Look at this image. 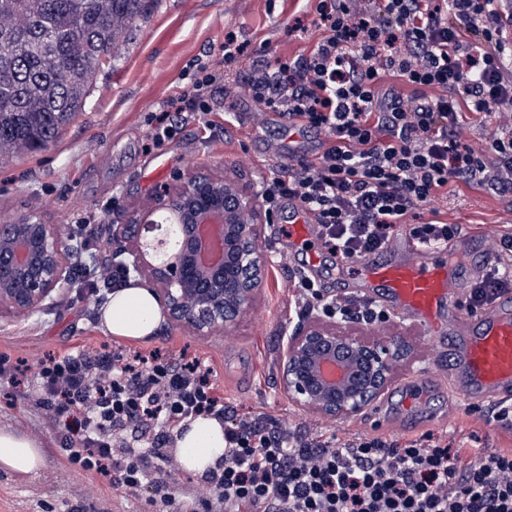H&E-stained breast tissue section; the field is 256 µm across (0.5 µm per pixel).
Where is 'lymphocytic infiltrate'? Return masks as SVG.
<instances>
[{
  "instance_id": "lymphocytic-infiltrate-1",
  "label": "lymphocytic infiltrate",
  "mask_w": 512,
  "mask_h": 512,
  "mask_svg": "<svg viewBox=\"0 0 512 512\" xmlns=\"http://www.w3.org/2000/svg\"><path fill=\"white\" fill-rule=\"evenodd\" d=\"M317 38L247 80L252 98L297 130L324 139L315 158L280 164L259 185L266 210L306 205L318 235L342 257L372 254L397 227L421 245L452 240L438 217L456 181L512 192V0H305ZM224 35L221 61L185 72L189 90L155 114L153 145L171 138V111L209 114L224 75L249 53ZM494 118L489 148L467 140L465 116ZM429 220H422V211ZM498 257L471 285L469 309L512 289V228L490 241ZM295 303L330 319L386 321L372 302L324 296L295 277ZM39 404L64 431L69 465L138 496L148 478L128 433L160 428V467L177 460L168 432L198 415L224 420V468L190 499L165 493L152 512H512V448L456 445L431 433L326 440L263 416L227 418L218 371L193 356L171 365L156 352L74 348L38 363Z\"/></svg>"
}]
</instances>
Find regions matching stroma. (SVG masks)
Listing matches in <instances>:
<instances>
[{
	"instance_id": "stroma-1",
	"label": "stroma",
	"mask_w": 512,
	"mask_h": 512,
	"mask_svg": "<svg viewBox=\"0 0 512 512\" xmlns=\"http://www.w3.org/2000/svg\"><path fill=\"white\" fill-rule=\"evenodd\" d=\"M310 22L299 0H159L128 31L110 63L97 70L84 105L57 141L37 153L0 161V224L35 216L56 225L73 248V264L95 269L107 264L118 247L113 225L131 223L136 211L177 175H231L243 184H258L277 162L286 122L268 115L255 119L260 106L247 90V78L256 66L309 52L313 38L298 26ZM230 31L249 42L250 54L235 68L225 92L216 94L212 127L180 119L171 139L150 146L151 116L186 89L183 68L193 61H219ZM158 154L165 168L152 179L148 163ZM439 209L442 220L489 239L512 224V193L456 183ZM293 277L292 268L269 264L251 309L230 333L202 337L168 321L142 348L175 361L184 353L209 359L234 416L260 413L283 427L324 435L395 436L404 426L415 438L433 431L451 438L472 434L484 446L497 443L496 426L487 420L492 404L473 408L448 390L439 380L435 344L421 327L395 317L374 324L340 321L336 327L384 341L395 335L403 339L408 350L394 362L392 378L422 374L435 393L427 417L415 419L396 410L388 426L357 416L328 420L295 405L279 373L284 334L302 315L290 300ZM108 293L102 280H73L56 293L47 311L0 319V353L32 364L79 345L123 346V339L107 337L98 324V308ZM37 394L29 374L20 388L0 387V425L19 428L47 447L38 478L0 473V512H146L148 500L159 491L186 497L198 487V479L180 469L155 471L134 498L71 468L63 452L64 434L37 405Z\"/></svg>"
}]
</instances>
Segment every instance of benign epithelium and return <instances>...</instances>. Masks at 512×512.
<instances>
[{
  "label": "benign epithelium",
  "mask_w": 512,
  "mask_h": 512,
  "mask_svg": "<svg viewBox=\"0 0 512 512\" xmlns=\"http://www.w3.org/2000/svg\"><path fill=\"white\" fill-rule=\"evenodd\" d=\"M273 221L259 192L230 177H191L163 200L112 225L124 242L112 259L148 282L169 319L198 336L233 331L254 303L268 260L258 225ZM175 234L142 242L140 228ZM73 253L52 224L36 217L0 225V316L32 315L65 284ZM400 338L380 342L336 331L313 315L284 339L281 381L300 407L326 419L354 417L388 387Z\"/></svg>",
  "instance_id": "7a95c632"
}]
</instances>
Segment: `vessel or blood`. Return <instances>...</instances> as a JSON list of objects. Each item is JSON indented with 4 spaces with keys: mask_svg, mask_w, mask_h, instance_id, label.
<instances>
[{
    "mask_svg": "<svg viewBox=\"0 0 512 512\" xmlns=\"http://www.w3.org/2000/svg\"><path fill=\"white\" fill-rule=\"evenodd\" d=\"M280 235L289 242L312 243L316 218L294 202ZM462 251L478 250L474 266L442 263L446 247L421 246L414 241H390L385 259L368 255L351 260L355 296L367 299L392 316L425 329L436 347L447 350L452 368L445 371L449 386L470 404L512 399V294L498 295L486 308L471 312L465 288L494 260L487 245L471 237L457 241ZM428 394L418 376L403 378L374 404V412L396 406H426Z\"/></svg>",
    "mask_w": 512,
    "mask_h": 512,
    "instance_id": "obj_1",
    "label": "vessel or blood"
}]
</instances>
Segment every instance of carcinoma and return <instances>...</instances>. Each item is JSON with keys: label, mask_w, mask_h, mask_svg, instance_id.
I'll return each mask as SVG.
<instances>
[{"label": "carcinoma", "mask_w": 512, "mask_h": 512, "mask_svg": "<svg viewBox=\"0 0 512 512\" xmlns=\"http://www.w3.org/2000/svg\"><path fill=\"white\" fill-rule=\"evenodd\" d=\"M158 0H0V159L56 141L101 56Z\"/></svg>", "instance_id": "obj_1"}]
</instances>
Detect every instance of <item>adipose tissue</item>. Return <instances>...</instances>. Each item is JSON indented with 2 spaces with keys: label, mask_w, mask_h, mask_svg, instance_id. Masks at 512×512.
<instances>
[{
  "label": "adipose tissue",
  "mask_w": 512,
  "mask_h": 512,
  "mask_svg": "<svg viewBox=\"0 0 512 512\" xmlns=\"http://www.w3.org/2000/svg\"><path fill=\"white\" fill-rule=\"evenodd\" d=\"M99 321L108 336L148 341L161 330L164 317L155 294L132 281L113 291ZM174 452L181 468L196 477L219 470L224 464L223 421L212 416L187 420L175 432ZM44 463L41 441L14 427L0 426V472L35 478Z\"/></svg>",
  "instance_id": "1"
}]
</instances>
